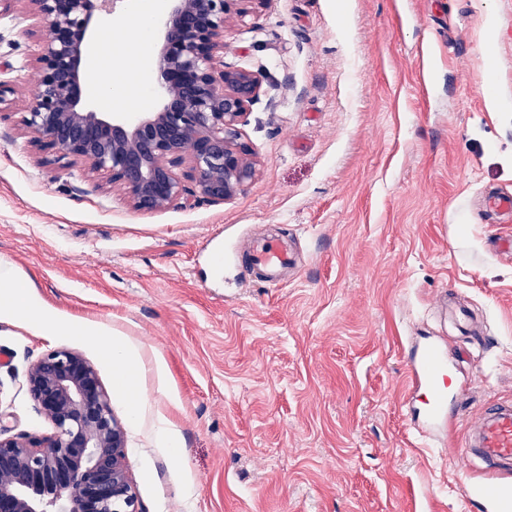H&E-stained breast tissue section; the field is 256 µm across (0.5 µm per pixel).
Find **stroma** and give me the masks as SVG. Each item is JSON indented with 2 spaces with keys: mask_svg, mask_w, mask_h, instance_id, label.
Here are the masks:
<instances>
[{
  "mask_svg": "<svg viewBox=\"0 0 512 512\" xmlns=\"http://www.w3.org/2000/svg\"><path fill=\"white\" fill-rule=\"evenodd\" d=\"M149 0H119L93 44L134 49ZM494 14V33L484 17ZM29 0L0 8V262L28 282L47 329L0 319V413L12 433L52 423L25 372L57 349L97 370L127 440L143 512H465L458 441L481 410L512 405V0H269L229 24L224 61L261 73L242 139L257 160L226 203L142 213L68 169L18 126L35 93ZM85 108L133 120L159 111L112 98L87 73ZM496 98L490 109L487 98ZM288 238L297 268L267 287L242 246ZM453 295L478 316H440ZM441 336L457 357L453 446L423 444L405 414L406 345ZM139 354L135 394L108 347ZM177 432L170 447L159 425Z\"/></svg>",
  "mask_w": 512,
  "mask_h": 512,
  "instance_id": "obj_1",
  "label": "stroma"
}]
</instances>
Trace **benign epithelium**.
Masks as SVG:
<instances>
[{
  "mask_svg": "<svg viewBox=\"0 0 512 512\" xmlns=\"http://www.w3.org/2000/svg\"><path fill=\"white\" fill-rule=\"evenodd\" d=\"M117 2L31 0L46 29L34 59L37 90L18 125L61 168L81 161L122 189L135 211L233 199L256 174L240 126L261 80L226 66L224 32L268 0H171L157 55L164 101L132 122L82 106L93 20ZM25 386L54 432L12 435L0 414V512H142L126 433L96 369L78 352L55 350L29 365Z\"/></svg>",
  "mask_w": 512,
  "mask_h": 512,
  "instance_id": "7a95c632",
  "label": "benign epithelium"
}]
</instances>
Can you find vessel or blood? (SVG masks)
I'll list each match as a JSON object with an SVG mask.
<instances>
[{"instance_id": "obj_1", "label": "vessel or blood", "mask_w": 512, "mask_h": 512, "mask_svg": "<svg viewBox=\"0 0 512 512\" xmlns=\"http://www.w3.org/2000/svg\"><path fill=\"white\" fill-rule=\"evenodd\" d=\"M249 275L278 282L296 257L285 239L261 236L251 239L245 249ZM449 362L446 351L439 345L422 347L419 360L410 368L408 382L425 387L428 393L427 420L417 427L419 436L434 440L454 425V415L448 410L451 395ZM473 440L461 443V460L476 458L486 468L487 476L469 485L467 503L477 512H512V482L502 476L512 467V406H497L482 410L477 418Z\"/></svg>"}]
</instances>
